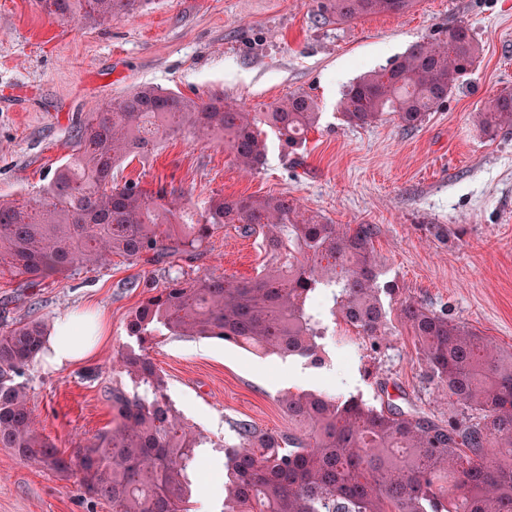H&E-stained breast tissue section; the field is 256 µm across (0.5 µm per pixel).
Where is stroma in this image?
<instances>
[{
    "instance_id": "obj_1",
    "label": "stroma",
    "mask_w": 512,
    "mask_h": 512,
    "mask_svg": "<svg viewBox=\"0 0 512 512\" xmlns=\"http://www.w3.org/2000/svg\"><path fill=\"white\" fill-rule=\"evenodd\" d=\"M315 10L314 0H144L133 13L85 24L49 17L36 0H0V198L23 200L46 187L69 158L74 125L135 86L218 95L252 112L305 93L321 112L317 127L295 153L264 129L261 172L237 168L221 142L185 133L163 139L146 157H127L114 176L147 190L167 186L190 207L213 196L275 194L334 224L374 225L382 278L400 288L379 346L327 316L320 368L299 357L261 359L217 339L158 337L149 354L166 377L168 399L212 450L197 458L201 491L192 512H222L214 479L224 472L220 448L233 438L232 421L287 428L279 405L285 391L333 383L374 404L385 391L401 407L443 421L460 417L461 406L426 375L399 316L402 300L446 309L512 350V134L494 136L480 125L483 102L512 90V0H416L401 15L349 22ZM460 24L481 56L416 129L389 115L364 127L344 121L346 85ZM263 262L260 238L229 227L193 257L148 263L115 255L36 283L0 273V323L52 324L94 309L110 336L84 362L54 371L36 361L25 369L19 381L40 432L71 452L110 424L108 389L135 391L113 359L137 345L127 317L147 286L164 287L175 276L247 279ZM0 512H112V505L0 447Z\"/></svg>"
}]
</instances>
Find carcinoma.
<instances>
[{"mask_svg":"<svg viewBox=\"0 0 512 512\" xmlns=\"http://www.w3.org/2000/svg\"><path fill=\"white\" fill-rule=\"evenodd\" d=\"M50 16L104 20L128 14L142 0H38ZM415 0H317V14L350 21L404 14ZM479 43L463 25L416 42L386 66L347 85L345 120L368 126L390 113L406 129L421 124L474 69ZM318 105L293 94L265 112L143 86L87 113L76 124L74 153L43 193L0 200V263L31 281L66 277L78 265L114 255L157 262L198 252L218 230L237 226L262 237L268 257L254 277L203 275L152 288L130 314L138 349L115 363L143 392L107 393L112 424L66 456L36 426L25 387L15 381L42 350L43 321L0 325V447L24 461L70 474L112 512H190L191 473L203 436L174 410L167 381L148 349L155 338L224 340L263 356L325 364V328L313 303L329 286L332 314L375 345L385 335L374 226L330 224L304 215L281 195L212 197L184 219L182 196L161 186L112 179L117 162L147 156L159 141L187 132L221 138L241 170L256 172L267 156L259 126L298 149L318 124ZM488 132L512 131V92L481 112ZM400 316L419 345L428 378L467 410L442 422L432 412L327 389L287 391L280 405L288 429L268 432L248 420L231 424L224 445V512H512V351L448 318V311L406 300Z\"/></svg>","mask_w":512,"mask_h":512,"instance_id":"1","label":"carcinoma"}]
</instances>
